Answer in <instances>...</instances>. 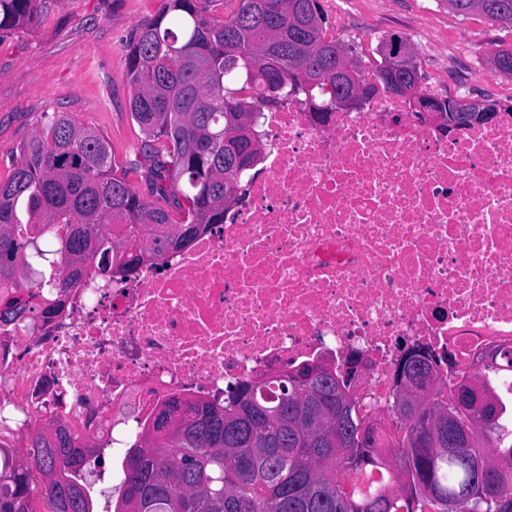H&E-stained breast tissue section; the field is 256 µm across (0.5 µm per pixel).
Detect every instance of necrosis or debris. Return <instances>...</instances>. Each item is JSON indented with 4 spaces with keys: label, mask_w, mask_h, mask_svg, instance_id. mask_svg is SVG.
Here are the masks:
<instances>
[{
    "label": "necrosis or debris",
    "mask_w": 512,
    "mask_h": 512,
    "mask_svg": "<svg viewBox=\"0 0 512 512\" xmlns=\"http://www.w3.org/2000/svg\"><path fill=\"white\" fill-rule=\"evenodd\" d=\"M255 130L238 203L187 247L69 288L56 261L31 270L0 325V446L55 423L117 457L168 401L354 352L381 414L404 343L470 373L512 349L511 112L444 130L381 92L320 120L290 100Z\"/></svg>",
    "instance_id": "4bbe7bcc"
}]
</instances>
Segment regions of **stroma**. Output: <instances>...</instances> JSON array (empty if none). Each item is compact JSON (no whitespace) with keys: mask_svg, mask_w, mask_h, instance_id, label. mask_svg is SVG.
<instances>
[{"mask_svg":"<svg viewBox=\"0 0 512 512\" xmlns=\"http://www.w3.org/2000/svg\"><path fill=\"white\" fill-rule=\"evenodd\" d=\"M337 38L375 63L376 48L394 34L416 49L422 88L437 95L489 98L506 105L512 77L490 70L489 54L512 49V29L462 17L442 0H320ZM160 0H44L42 19L0 32V179L16 150L39 133L45 114L67 112L99 130L116 164L135 159L143 134L131 118L126 43L154 16Z\"/></svg>","mask_w":512,"mask_h":512,"instance_id":"35a3bbf8","label":"stroma"}]
</instances>
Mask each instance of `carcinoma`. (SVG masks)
Listing matches in <instances>:
<instances>
[{"mask_svg": "<svg viewBox=\"0 0 512 512\" xmlns=\"http://www.w3.org/2000/svg\"><path fill=\"white\" fill-rule=\"evenodd\" d=\"M231 15L206 14L201 0H161L126 45L134 89L131 115L144 140L143 161L119 167L109 144L66 112L45 115L42 132L18 148L11 175L0 181V321L26 304L7 289L17 271L44 258L21 236L18 205L33 229L61 228L52 251L71 273L113 244L117 270L130 275L166 247H185L211 224L224 223L236 201L238 176L258 151V113L290 99L316 115L336 111V46L327 36L320 0H236ZM455 13L512 27V0H441ZM41 0H0V31L33 24ZM385 61L358 67L366 97L390 91ZM139 176L145 189L132 181ZM116 224L141 225L155 247L145 251ZM309 364L263 384L227 387L224 405L178 402L157 415L143 443L128 449L116 512H512V398L496 396L484 412L457 403L459 379L443 390L438 372L427 393L398 413L389 399L391 431L362 447L369 415L351 401L341 424L349 448L336 447L338 372L309 382ZM442 412L470 425L466 455L427 456L417 447L429 415ZM88 448L70 435L35 429L27 462L0 468V512H93L81 483Z\"/></svg>", "mask_w": 512, "mask_h": 512, "instance_id": "carcinoma-1", "label": "carcinoma"}]
</instances>
